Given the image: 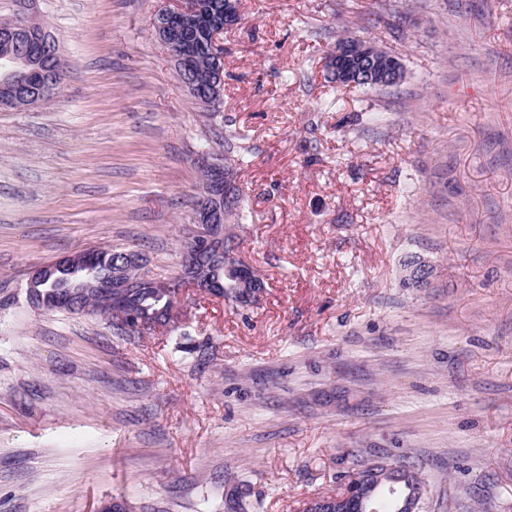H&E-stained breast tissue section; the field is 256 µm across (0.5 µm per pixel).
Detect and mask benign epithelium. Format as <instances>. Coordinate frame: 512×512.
<instances>
[{"label":"benign epithelium","mask_w":512,"mask_h":512,"mask_svg":"<svg viewBox=\"0 0 512 512\" xmlns=\"http://www.w3.org/2000/svg\"><path fill=\"white\" fill-rule=\"evenodd\" d=\"M209 19L206 6L200 0H178L174 8L158 11L152 19V27L171 56L181 62L182 72L190 74L191 66L184 64L180 53L188 49V35ZM239 21L237 0L224 2V22H215L209 43L211 62L210 78L205 90L206 99L215 104L223 97L224 90V52L220 43L224 30ZM37 31L33 21L1 20L0 37L8 42L23 41L17 54L0 56V71L3 72L4 85L13 95L22 98L34 107L45 96L55 93L59 86L56 71L51 63L58 60L53 43L32 36ZM346 48L337 47L327 57L325 67L328 75L337 82L361 81L370 83L379 80L390 83L399 80L398 70L388 68L376 55L373 45L362 42L358 48L355 68L341 67ZM208 178L198 198L194 211L192 232L185 244L182 267L167 287L174 289L170 299V312H175L184 298L185 292L194 289L207 291L213 282L206 268L199 266L203 258L224 255L228 240L220 225L226 224L225 204L233 198L235 184L227 174L224 159L220 155H205L199 161ZM142 263V258L133 251L123 252L121 263L112 268V276L105 280L101 277L98 261L92 250L83 252L76 259L57 260L52 265L34 269L27 280L30 297L40 298L43 307H63L67 300L80 288H101L102 303L115 313L129 306L130 298L142 288L155 287L150 279H131L125 276V270ZM56 275L65 278L64 289L46 291L49 281ZM224 277L231 281L241 302L248 304L262 293V285L253 280L251 268L244 262H229L224 266Z\"/></svg>","instance_id":"benign-epithelium-1"}]
</instances>
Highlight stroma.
<instances>
[{
    "label": "stroma",
    "instance_id": "stroma-1",
    "mask_svg": "<svg viewBox=\"0 0 512 512\" xmlns=\"http://www.w3.org/2000/svg\"><path fill=\"white\" fill-rule=\"evenodd\" d=\"M174 5L33 6L67 77L0 110V512H300L369 452L415 461L422 512H512V0H240L215 112L152 28ZM346 36L400 83L329 82ZM205 153L258 301L136 341L29 301L98 247L175 277Z\"/></svg>",
    "mask_w": 512,
    "mask_h": 512
}]
</instances>
